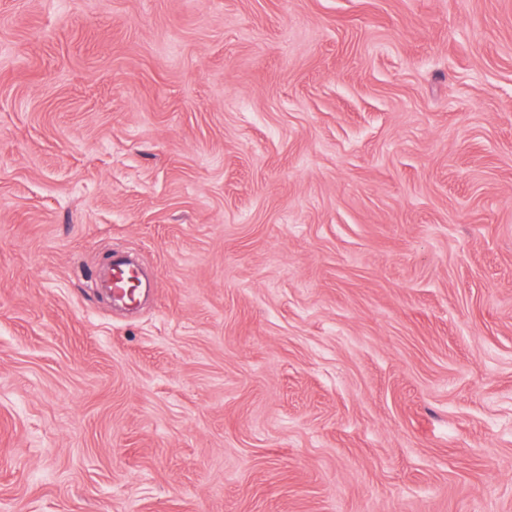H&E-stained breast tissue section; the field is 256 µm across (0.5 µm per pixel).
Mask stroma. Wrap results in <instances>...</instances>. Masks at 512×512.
Returning <instances> with one entry per match:
<instances>
[{
    "label": "stroma",
    "mask_w": 512,
    "mask_h": 512,
    "mask_svg": "<svg viewBox=\"0 0 512 512\" xmlns=\"http://www.w3.org/2000/svg\"><path fill=\"white\" fill-rule=\"evenodd\" d=\"M0 512H512V0H0Z\"/></svg>",
    "instance_id": "1"
}]
</instances>
